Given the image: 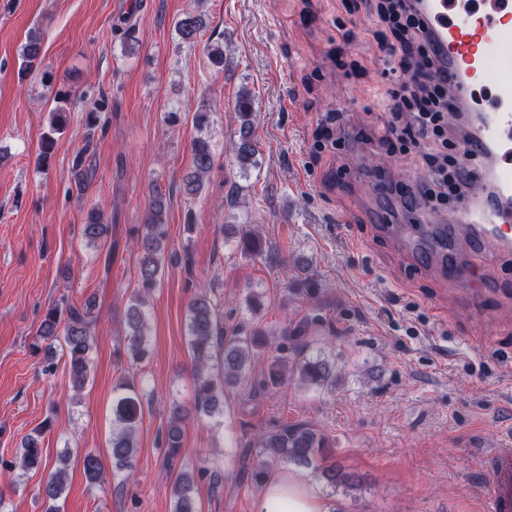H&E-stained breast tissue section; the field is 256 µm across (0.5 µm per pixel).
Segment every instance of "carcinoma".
<instances>
[{
	"mask_svg": "<svg viewBox=\"0 0 512 512\" xmlns=\"http://www.w3.org/2000/svg\"><path fill=\"white\" fill-rule=\"evenodd\" d=\"M205 27L200 14L186 13L176 22V30L186 43H191ZM42 37L32 34L22 48L21 72L27 73L40 66ZM66 108L59 107L52 113L48 132L41 139V153L38 161L47 157V150L54 143V135L62 133L66 125ZM236 112L241 119L238 138L235 142V159L244 167L255 163L257 153L252 139V116L254 103L251 96L243 93L236 103ZM213 166V153L209 141L198 138L194 142L191 172L183 182L185 194L197 195ZM166 194L158 189L152 190L149 214L145 224L137 229L136 247L141 286L130 299L125 312V322L129 329L127 347L134 360L145 356L148 345L147 308L148 296L156 288L165 268V243L167 239ZM109 225L103 215L93 211L82 227L86 243L101 249L107 242ZM98 319L96 301L89 298L78 305L67 298L61 299L47 309L38 336L31 343V349H39L42 341L63 340L62 351L69 364V383L74 393H80L90 380L93 361L91 353L94 345L92 328ZM187 346L192 357V372L195 386L194 411L205 416L220 413L224 402V389L233 388L244 382L251 372L252 360L263 347L264 340L257 329L238 328L231 334L224 333L217 305L208 294L196 296L187 311ZM277 369L272 371L273 378L288 379V374H297L303 385L318 388H331L336 384L333 364L324 356H305L297 361H288V345L279 348V354L273 360ZM112 412L115 430L112 433V458L117 467L133 471L134 438L142 414V400L134 379L127 378L120 384ZM186 412L176 403L172 404L165 429V445L170 449L169 459H174L182 447V427ZM43 430L28 435L22 443L15 462L10 469L22 472L49 469L45 486L48 506L45 512H60L56 503L65 486L67 455L58 459L51 467L43 457L40 435ZM328 439L305 423L284 424L273 430L260 433L254 448L246 449L255 453L258 468L252 470L254 482H260L264 476V465L277 462L298 468H314L319 472L327 487L349 489L357 485L356 474L345 471L341 466L325 464V448ZM83 469L91 483H102L106 479L105 471L99 459L87 454L83 458ZM195 477L190 471L180 472L172 486L175 500V512H197L195 502Z\"/></svg>",
	"mask_w": 512,
	"mask_h": 512,
	"instance_id": "obj_1",
	"label": "carcinoma"
}]
</instances>
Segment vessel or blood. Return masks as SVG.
<instances>
[{"label":"vessel or blood","instance_id":"vessel-or-blood-1","mask_svg":"<svg viewBox=\"0 0 512 512\" xmlns=\"http://www.w3.org/2000/svg\"><path fill=\"white\" fill-rule=\"evenodd\" d=\"M426 17L457 111L475 113L473 158L481 176L468 202L452 216L447 241L430 239L425 225L405 226L416 252L433 253L449 277H473L478 265H463L457 242L512 252V0H418ZM496 87L490 107L475 101L477 87ZM490 473L489 512H512V448L483 459Z\"/></svg>","mask_w":512,"mask_h":512}]
</instances>
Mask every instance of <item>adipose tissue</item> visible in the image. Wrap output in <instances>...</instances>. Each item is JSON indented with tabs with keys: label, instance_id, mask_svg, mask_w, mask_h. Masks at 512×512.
I'll return each mask as SVG.
<instances>
[{
	"label": "adipose tissue",
	"instance_id": "obj_1",
	"mask_svg": "<svg viewBox=\"0 0 512 512\" xmlns=\"http://www.w3.org/2000/svg\"><path fill=\"white\" fill-rule=\"evenodd\" d=\"M256 512H331V507L312 486L278 473L265 480Z\"/></svg>",
	"mask_w": 512,
	"mask_h": 512
}]
</instances>
